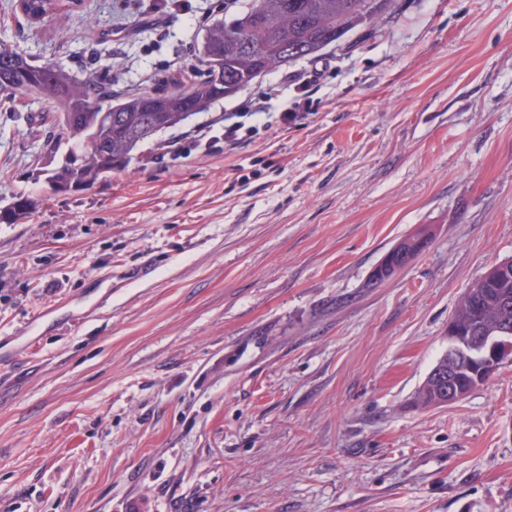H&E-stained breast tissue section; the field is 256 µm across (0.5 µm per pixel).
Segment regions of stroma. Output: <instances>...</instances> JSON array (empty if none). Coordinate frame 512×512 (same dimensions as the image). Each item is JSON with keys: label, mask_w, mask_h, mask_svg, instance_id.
I'll list each match as a JSON object with an SVG mask.
<instances>
[{"label": "stroma", "mask_w": 512, "mask_h": 512, "mask_svg": "<svg viewBox=\"0 0 512 512\" xmlns=\"http://www.w3.org/2000/svg\"><path fill=\"white\" fill-rule=\"evenodd\" d=\"M218 15L79 0L8 39L126 95L186 82ZM311 74L298 125L168 154ZM84 145L39 103L0 109V209L38 201L0 223V512H512V364L414 404L464 290L512 259V0H395L50 190ZM14 204L6 212L0 213V223H14L15 221L27 217L35 209L36 200L30 195L24 193L14 197ZM421 239H427V232L424 230H421L413 235L405 237L397 245H395L390 251H395L396 253L389 255L386 258L385 263V266L389 267L390 270L394 271V273L390 271L388 268H385L382 262V264L377 269L378 275L376 273H374L373 275V279L375 280V282L384 281L387 278H389L392 274L394 275L395 273L403 269L405 265L402 262V255L399 254H404V260L405 263L407 264L411 258H413L416 254L419 253L418 250L416 249V244Z\"/></svg>", "instance_id": "stroma-1"}]
</instances>
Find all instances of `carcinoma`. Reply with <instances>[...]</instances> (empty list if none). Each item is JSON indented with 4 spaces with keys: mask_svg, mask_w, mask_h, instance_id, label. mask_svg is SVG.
Wrapping results in <instances>:
<instances>
[{
    "mask_svg": "<svg viewBox=\"0 0 512 512\" xmlns=\"http://www.w3.org/2000/svg\"><path fill=\"white\" fill-rule=\"evenodd\" d=\"M69 0H25L26 7L0 16V31L14 26L44 21L66 6ZM392 0H251L244 10L215 21L206 30L199 54L202 68L180 88H161L155 92L113 97L112 80L105 76L80 80L59 64H36L21 50L0 64V106L14 112L29 102L38 101L43 110L57 114L58 125L68 135L84 134L88 124L104 106L115 104L112 125L99 131V142L87 155L70 157L48 177L56 192L71 190L70 177L80 170V179L93 185L112 171L126 166L138 138L149 125L167 129L182 125L192 115L236 93L269 70L299 59L312 57L339 41L346 33L367 26L391 14ZM297 54L281 59L286 49ZM36 200L24 193L0 213V223H14L32 213ZM427 238L421 230L393 247L396 254L410 261L419 240ZM481 276L465 290L452 318L466 329L493 332L502 320L512 323V277L502 288ZM422 408L442 407V393L431 377H426L416 394Z\"/></svg>",
    "mask_w": 512,
    "mask_h": 512,
    "instance_id": "cac0c4a2",
    "label": "carcinoma"
}]
</instances>
